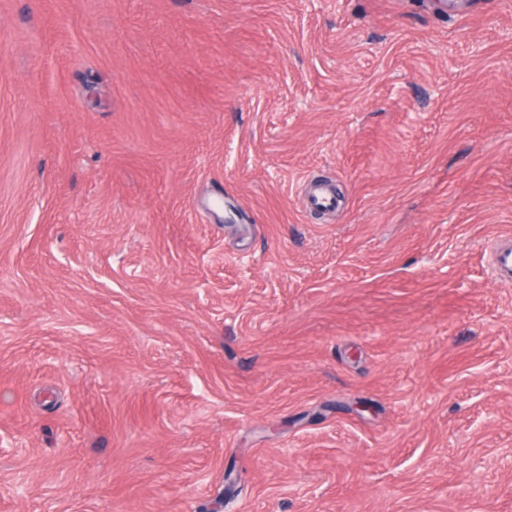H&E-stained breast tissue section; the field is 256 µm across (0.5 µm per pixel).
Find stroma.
I'll return each instance as SVG.
<instances>
[{
    "label": "stroma",
    "instance_id": "35a3bbf8",
    "mask_svg": "<svg viewBox=\"0 0 512 512\" xmlns=\"http://www.w3.org/2000/svg\"><path fill=\"white\" fill-rule=\"evenodd\" d=\"M504 236L512 0H0V512H512Z\"/></svg>",
    "mask_w": 512,
    "mask_h": 512
}]
</instances>
